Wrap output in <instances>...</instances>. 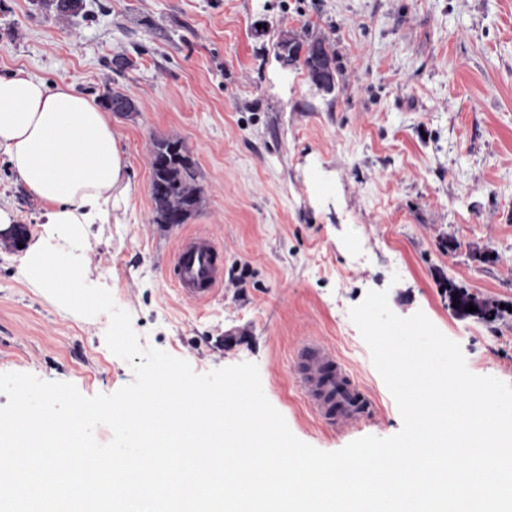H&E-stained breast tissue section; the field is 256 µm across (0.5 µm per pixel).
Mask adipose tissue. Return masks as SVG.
<instances>
[{
    "label": "adipose tissue",
    "instance_id": "ef3b65f1",
    "mask_svg": "<svg viewBox=\"0 0 512 512\" xmlns=\"http://www.w3.org/2000/svg\"><path fill=\"white\" fill-rule=\"evenodd\" d=\"M44 208L47 234L27 249L26 272L72 300L73 241L85 224L108 223L125 209L132 185L112 117L74 85H47L19 71L0 77V155Z\"/></svg>",
    "mask_w": 512,
    "mask_h": 512
}]
</instances>
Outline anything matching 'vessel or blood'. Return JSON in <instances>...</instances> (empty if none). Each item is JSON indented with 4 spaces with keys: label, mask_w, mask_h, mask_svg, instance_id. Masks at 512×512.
<instances>
[{
    "label": "vessel or blood",
    "mask_w": 512,
    "mask_h": 512,
    "mask_svg": "<svg viewBox=\"0 0 512 512\" xmlns=\"http://www.w3.org/2000/svg\"><path fill=\"white\" fill-rule=\"evenodd\" d=\"M224 256L207 234L181 237L169 275L179 295L206 302L224 282ZM296 386L317 416L344 425L358 419L365 397L339 361L335 349L321 340L301 346L296 362Z\"/></svg>",
    "instance_id": "b4317fda"
}]
</instances>
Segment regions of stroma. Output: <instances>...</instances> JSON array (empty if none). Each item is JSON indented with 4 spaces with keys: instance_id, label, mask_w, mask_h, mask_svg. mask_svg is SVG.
<instances>
[{
    "instance_id": "35a3bbf8",
    "label": "stroma",
    "mask_w": 512,
    "mask_h": 512,
    "mask_svg": "<svg viewBox=\"0 0 512 512\" xmlns=\"http://www.w3.org/2000/svg\"><path fill=\"white\" fill-rule=\"evenodd\" d=\"M324 37L341 70L317 93L282 67V38ZM24 71L113 115L134 191L118 222L84 228L89 284L110 290L142 346L199 374L256 363L292 433L323 451L389 437L402 420L348 311L370 290L423 312L469 370L512 384V316L448 305L455 283L512 303V0H84L62 19L45 0H0V74ZM185 140L203 188L176 228L153 221V139ZM0 207L28 234L43 210L0 160ZM211 234L224 284L179 297L167 271L184 234ZM0 245V373L73 383L86 396L133 379L107 315H77ZM399 282H392V275ZM333 345L369 407L347 428L316 418L294 380L304 340Z\"/></svg>"
}]
</instances>
